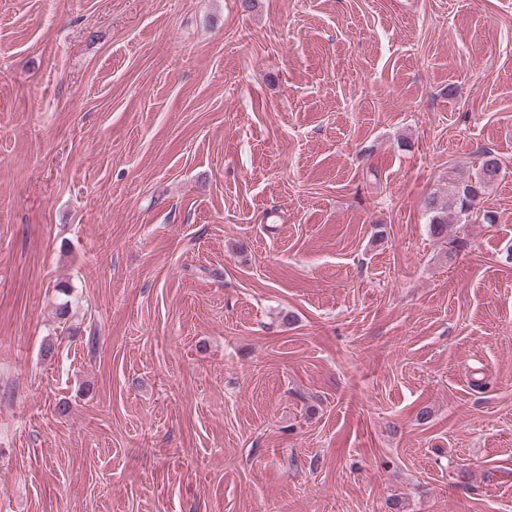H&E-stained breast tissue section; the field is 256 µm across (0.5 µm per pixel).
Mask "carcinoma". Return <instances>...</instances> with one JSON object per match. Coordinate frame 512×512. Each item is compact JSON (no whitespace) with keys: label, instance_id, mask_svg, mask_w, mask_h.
Listing matches in <instances>:
<instances>
[{"label":"carcinoma","instance_id":"cac0c4a2","mask_svg":"<svg viewBox=\"0 0 512 512\" xmlns=\"http://www.w3.org/2000/svg\"><path fill=\"white\" fill-rule=\"evenodd\" d=\"M487 159H482L473 176L456 180L448 195L442 197L436 193L425 201L429 212V229L433 237L448 239V228L454 224H465L469 218L474 201L496 178L486 171Z\"/></svg>","mask_w":512,"mask_h":512}]
</instances>
